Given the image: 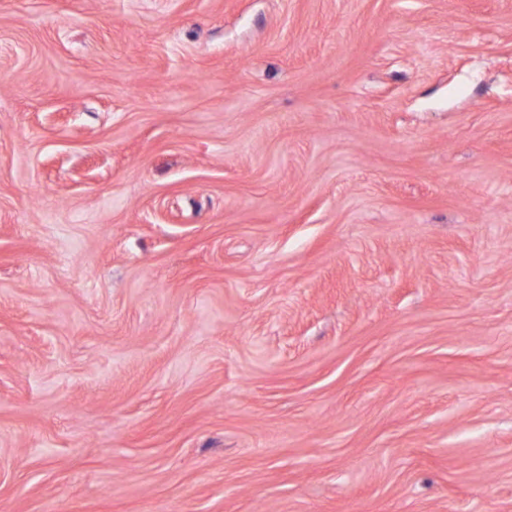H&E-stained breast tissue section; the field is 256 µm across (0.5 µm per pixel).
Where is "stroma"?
Here are the masks:
<instances>
[{
  "label": "stroma",
  "instance_id": "1",
  "mask_svg": "<svg viewBox=\"0 0 512 512\" xmlns=\"http://www.w3.org/2000/svg\"><path fill=\"white\" fill-rule=\"evenodd\" d=\"M0 512H512V0H0Z\"/></svg>",
  "mask_w": 512,
  "mask_h": 512
}]
</instances>
